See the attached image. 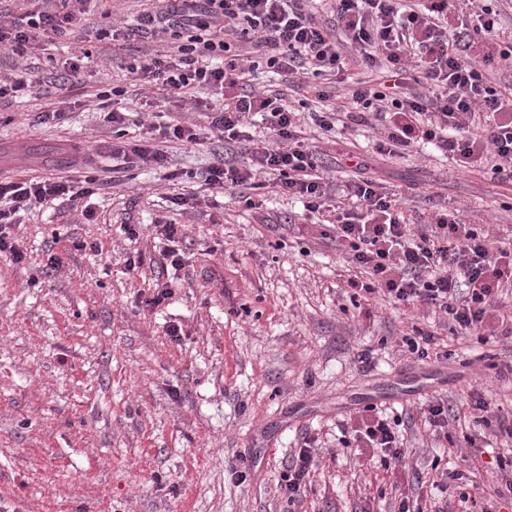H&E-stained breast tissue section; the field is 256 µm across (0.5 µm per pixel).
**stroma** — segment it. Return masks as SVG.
<instances>
[{
	"label": "stroma",
	"instance_id": "1",
	"mask_svg": "<svg viewBox=\"0 0 512 512\" xmlns=\"http://www.w3.org/2000/svg\"><path fill=\"white\" fill-rule=\"evenodd\" d=\"M84 49L92 58L67 122H41L64 61ZM28 67L43 91L0 106V180L76 179L89 168L102 191L91 222L64 204L21 216L12 233L27 260H0V512H389L395 485L437 457L457 466L456 455L423 430L407 431L409 468L394 480L368 449L341 447L340 424L370 404L391 416L432 398L458 408L473 388L512 413L511 339L457 334L426 308L353 305L346 254L307 230L301 203L270 192L252 209L203 185L210 165L244 164L238 147L216 136L202 147L166 143L168 172L114 160L97 90L126 88L125 107L145 123L129 130L132 139L201 117L162 92L143 95L111 46L77 31L27 59L0 51V72ZM379 132L302 127L332 182L374 179L410 223L442 205L492 246L512 245L511 181L461 169L429 146L379 154ZM75 145L87 167L73 162ZM351 155L362 168L351 167ZM185 191L200 205L174 210L171 198ZM161 219L183 227V267L172 297L149 310L144 298L167 279ZM125 223L139 225L137 239L126 238ZM76 240L97 249L75 250ZM52 253L61 265L41 276ZM417 327L447 345L448 360L423 362L403 348ZM366 349L375 358L364 370L356 357ZM304 432L320 440L317 468L291 509L276 479ZM238 455L253 463L242 484L226 469ZM504 488L500 472L482 473L469 490L474 505L455 498L447 512H512Z\"/></svg>",
	"mask_w": 512,
	"mask_h": 512
}]
</instances>
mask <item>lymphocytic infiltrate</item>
<instances>
[{
  "label": "lymphocytic infiltrate",
  "instance_id": "1",
  "mask_svg": "<svg viewBox=\"0 0 512 512\" xmlns=\"http://www.w3.org/2000/svg\"><path fill=\"white\" fill-rule=\"evenodd\" d=\"M333 19L321 22L311 0H173L161 12L145 13L140 26L168 34L174 51L129 64L143 89L158 88L174 97L196 91L193 107L205 126L168 125L164 137L204 144V132L247 147L250 163L238 168L212 165L205 181L232 189L251 201L261 189L258 177L273 175L277 194L301 199L321 236L336 239L360 271L349 279L351 301L384 297L403 306L423 305L446 315L461 334L512 338V314L501 309L512 288V247L491 249L484 233L462 223L455 213L436 209L427 222L407 223L396 199L374 181L359 178L330 191L318 174L319 156L296 134L300 115L280 97L249 90L248 70L266 65L294 89L304 75L316 77L312 92L328 100L323 76L343 82L345 49L361 64L383 70L382 86L347 90L345 116L363 125L379 121L384 129L379 152L404 155L421 142L432 143L460 168L491 164L494 174L512 178V93L487 82L489 69L512 67V45L499 44L496 14L486 6L458 13L456 0H329ZM86 0H54L26 12L20 25L0 23V49L25 55L52 37L86 21ZM249 38L256 57L242 62L233 34ZM219 92L220 102L206 99ZM119 88L98 92L109 103L103 120L116 136L112 155L153 169L168 165L154 139H126L135 114L116 105ZM264 113L275 142L254 140L248 119ZM100 191L96 176L73 181L31 178L0 181V259L23 263L26 254L10 228L21 213L65 198L76 202ZM402 417L386 418L376 405L363 408L360 420L342 426L343 447L371 449L384 468L405 464ZM316 439L302 436L298 449L279 472L277 486L288 503L301 501L313 467Z\"/></svg>",
  "mask_w": 512,
  "mask_h": 512
}]
</instances>
